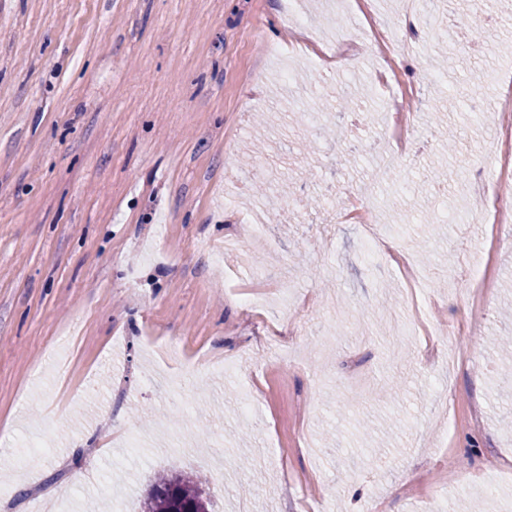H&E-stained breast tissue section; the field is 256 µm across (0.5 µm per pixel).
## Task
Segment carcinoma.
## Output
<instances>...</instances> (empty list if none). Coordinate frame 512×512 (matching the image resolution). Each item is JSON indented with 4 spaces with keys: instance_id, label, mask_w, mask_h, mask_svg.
I'll return each mask as SVG.
<instances>
[{
    "instance_id": "carcinoma-1",
    "label": "carcinoma",
    "mask_w": 512,
    "mask_h": 512,
    "mask_svg": "<svg viewBox=\"0 0 512 512\" xmlns=\"http://www.w3.org/2000/svg\"><path fill=\"white\" fill-rule=\"evenodd\" d=\"M141 512H208L197 478L176 470L158 474Z\"/></svg>"
}]
</instances>
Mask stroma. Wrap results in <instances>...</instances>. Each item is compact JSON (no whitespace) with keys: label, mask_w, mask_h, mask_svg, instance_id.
I'll return each mask as SVG.
<instances>
[{"label":"stroma","mask_w":512,"mask_h":512,"mask_svg":"<svg viewBox=\"0 0 512 512\" xmlns=\"http://www.w3.org/2000/svg\"><path fill=\"white\" fill-rule=\"evenodd\" d=\"M465 2L436 0L397 65L422 92L384 170V60L282 59L285 0H0V512H139L169 468L210 512H421L451 467L454 512H512V247L457 365L393 337L417 299L431 331L468 323L458 257L488 247L472 107L512 80V0L480 39ZM296 8L327 41L365 26L355 0ZM360 186L415 290L339 222ZM34 433L49 451L19 464Z\"/></svg>","instance_id":"obj_1"}]
</instances>
